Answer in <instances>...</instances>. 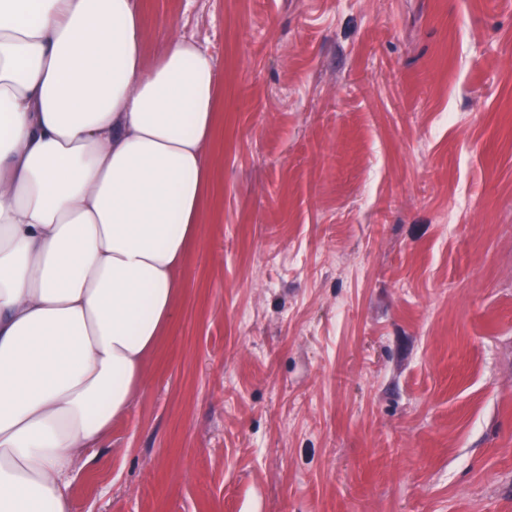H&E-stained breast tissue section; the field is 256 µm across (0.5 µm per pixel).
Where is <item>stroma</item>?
Listing matches in <instances>:
<instances>
[{
    "label": "stroma",
    "mask_w": 512,
    "mask_h": 512,
    "mask_svg": "<svg viewBox=\"0 0 512 512\" xmlns=\"http://www.w3.org/2000/svg\"><path fill=\"white\" fill-rule=\"evenodd\" d=\"M141 3L210 178L72 512H512V0Z\"/></svg>",
    "instance_id": "obj_1"
}]
</instances>
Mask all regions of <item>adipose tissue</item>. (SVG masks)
I'll return each mask as SVG.
<instances>
[{
    "mask_svg": "<svg viewBox=\"0 0 512 512\" xmlns=\"http://www.w3.org/2000/svg\"><path fill=\"white\" fill-rule=\"evenodd\" d=\"M217 72L138 0H0V512H72L173 320Z\"/></svg>",
    "mask_w": 512,
    "mask_h": 512,
    "instance_id": "1",
    "label": "adipose tissue"
}]
</instances>
